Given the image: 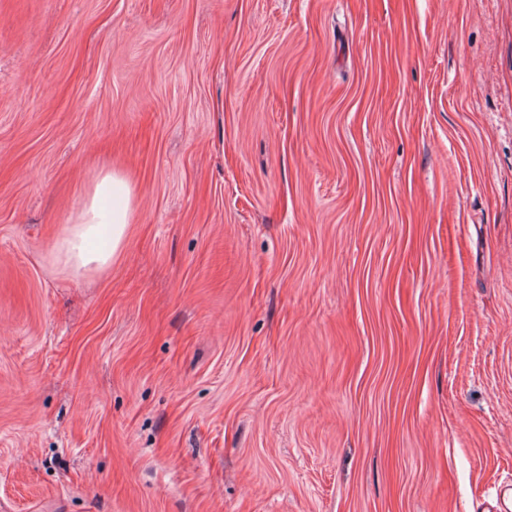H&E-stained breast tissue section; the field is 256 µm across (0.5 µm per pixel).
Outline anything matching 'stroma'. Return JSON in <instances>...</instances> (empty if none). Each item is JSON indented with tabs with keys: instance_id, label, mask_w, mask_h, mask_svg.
<instances>
[{
	"instance_id": "stroma-1",
	"label": "stroma",
	"mask_w": 512,
	"mask_h": 512,
	"mask_svg": "<svg viewBox=\"0 0 512 512\" xmlns=\"http://www.w3.org/2000/svg\"><path fill=\"white\" fill-rule=\"evenodd\" d=\"M511 490L512 0H0V512ZM131 180L112 169H100L71 214L56 249L64 264L79 273L103 268L122 248L133 218Z\"/></svg>"
}]
</instances>
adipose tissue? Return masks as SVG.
Here are the masks:
<instances>
[{
	"label": "adipose tissue",
	"mask_w": 512,
	"mask_h": 512,
	"mask_svg": "<svg viewBox=\"0 0 512 512\" xmlns=\"http://www.w3.org/2000/svg\"><path fill=\"white\" fill-rule=\"evenodd\" d=\"M133 197L127 176L109 169L96 173L56 244L69 269L78 273L111 264L132 222Z\"/></svg>",
	"instance_id": "ef3b65f1"
}]
</instances>
